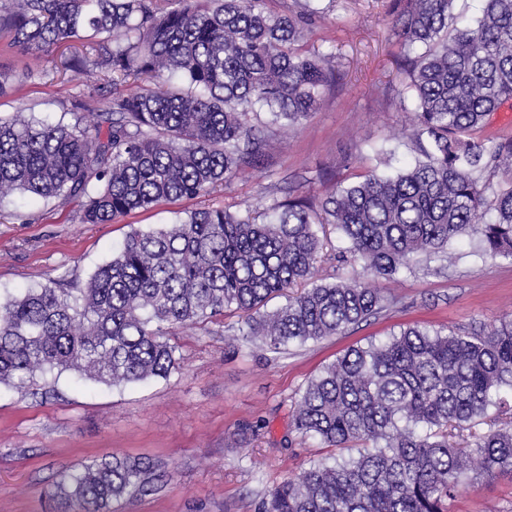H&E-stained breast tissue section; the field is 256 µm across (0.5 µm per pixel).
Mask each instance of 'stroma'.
Wrapping results in <instances>:
<instances>
[{
	"mask_svg": "<svg viewBox=\"0 0 512 512\" xmlns=\"http://www.w3.org/2000/svg\"><path fill=\"white\" fill-rule=\"evenodd\" d=\"M306 45L335 56L321 105L285 131L263 162L206 196L159 203L110 224H81L77 202L14 195L0 204V299L45 278L86 280L135 229L170 225L188 211L227 202L267 208L287 194L321 199L367 173L414 162V105L396 65L400 44L389 0H333ZM59 51L37 56L0 39V72L12 74L0 113L29 109L58 120L67 93L52 76ZM450 264L419 262L378 281L384 308L345 334L275 353L238 333L239 315L178 331L179 366L166 379L109 386L66 371L19 389L0 385V512H64L56 494L80 464L148 456L172 476L157 493L113 502L108 512H261L268 492L310 464L336 456L298 434L300 391L347 348L382 341L413 324L463 328L512 316V260L472 255L468 238L448 246ZM451 512H512V473L461 490Z\"/></svg>",
	"mask_w": 512,
	"mask_h": 512,
	"instance_id": "stroma-1",
	"label": "stroma"
}]
</instances>
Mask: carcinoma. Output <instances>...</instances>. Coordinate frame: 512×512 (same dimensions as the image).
Segmentation results:
<instances>
[{
    "label": "carcinoma",
    "mask_w": 512,
    "mask_h": 512,
    "mask_svg": "<svg viewBox=\"0 0 512 512\" xmlns=\"http://www.w3.org/2000/svg\"><path fill=\"white\" fill-rule=\"evenodd\" d=\"M265 0H0V37L29 54L65 48L63 71L112 86L83 122L91 93L69 95L74 122L0 113V201L80 200V224H110L162 201L209 193L255 167L284 127L320 104L330 58L303 48L320 0L273 15ZM454 0H390L415 103L420 157L368 174L316 203L266 210L204 207L130 233L84 283L49 279L0 301V384L77 371L112 386L166 379L167 336L246 314L241 335L268 350L340 335L384 308L368 279H390L467 236L481 257L512 258V138H479L512 100V0H485L474 26L452 27ZM145 85L134 92L128 80ZM270 113L265 129L253 124ZM501 176L495 184L493 177ZM495 220L479 223L484 211ZM336 259L362 273L317 278L327 226ZM308 282L311 287L293 293ZM286 295L269 311L268 302ZM512 320L450 330L409 326L347 349L301 390L292 421L324 445H363L275 486L262 512H448L471 474L512 472ZM485 425L487 431L475 428ZM170 479L146 457L93 459L57 494L76 512L152 495Z\"/></svg>",
    "instance_id": "obj_1"
}]
</instances>
